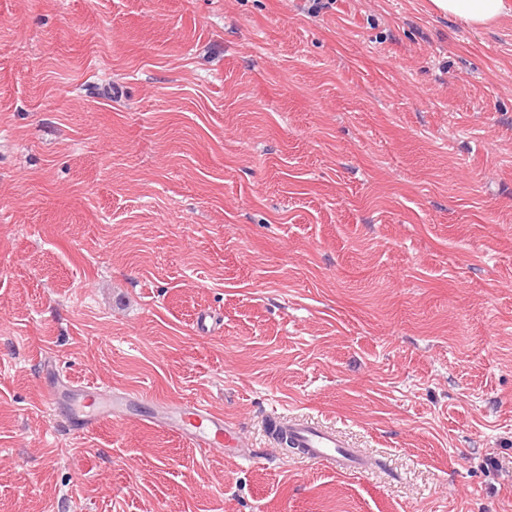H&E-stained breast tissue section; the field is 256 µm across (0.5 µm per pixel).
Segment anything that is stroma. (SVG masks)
<instances>
[{
  "instance_id": "stroma-1",
  "label": "stroma",
  "mask_w": 512,
  "mask_h": 512,
  "mask_svg": "<svg viewBox=\"0 0 512 512\" xmlns=\"http://www.w3.org/2000/svg\"><path fill=\"white\" fill-rule=\"evenodd\" d=\"M312 5L0 0V512H512V12ZM84 400L74 412L71 427L85 431L104 419L122 412L123 405L136 394L127 390L107 395L99 391L83 390ZM158 415L153 424L175 430L194 448L205 451L235 452L242 446L238 430L224 415L202 402L157 404ZM297 448L305 449V457L324 462L333 469L358 472L365 470V458L353 448H346L336 432L310 420L289 421L282 426Z\"/></svg>"
}]
</instances>
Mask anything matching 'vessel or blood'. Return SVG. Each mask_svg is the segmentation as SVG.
<instances>
[{
	"label": "vessel or blood",
	"mask_w": 512,
	"mask_h": 512,
	"mask_svg": "<svg viewBox=\"0 0 512 512\" xmlns=\"http://www.w3.org/2000/svg\"><path fill=\"white\" fill-rule=\"evenodd\" d=\"M132 397L123 390L112 394L85 391L84 400L74 412L71 425L85 431L101 420L120 413ZM155 425L175 430L193 447L205 451L230 453L239 447L238 430L202 402L159 404ZM288 435L296 447L305 451L306 458L326 463L331 468L358 472L365 470L367 462L355 449L346 447L336 432L310 420L288 422Z\"/></svg>",
	"instance_id": "vessel-or-blood-1"
}]
</instances>
